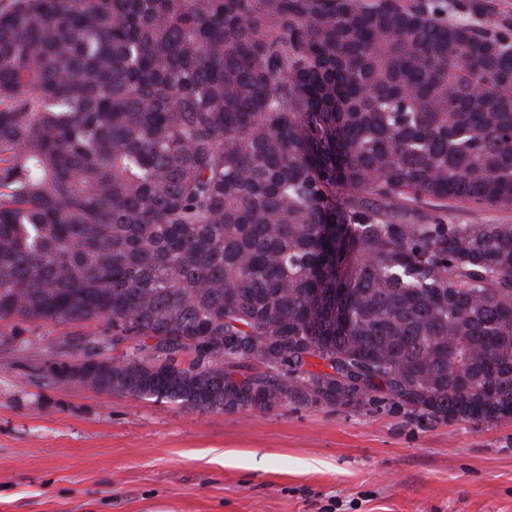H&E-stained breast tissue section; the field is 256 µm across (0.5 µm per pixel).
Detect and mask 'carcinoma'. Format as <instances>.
<instances>
[{
	"label": "carcinoma",
	"mask_w": 512,
	"mask_h": 512,
	"mask_svg": "<svg viewBox=\"0 0 512 512\" xmlns=\"http://www.w3.org/2000/svg\"><path fill=\"white\" fill-rule=\"evenodd\" d=\"M450 205L512 209L489 0L0 8V321L106 320L86 387L512 419V224ZM448 219L455 224H512V210L456 207L448 209Z\"/></svg>",
	"instance_id": "cac0c4a2"
}]
</instances>
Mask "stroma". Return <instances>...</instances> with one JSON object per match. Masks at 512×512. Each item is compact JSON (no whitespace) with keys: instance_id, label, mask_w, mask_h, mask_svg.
<instances>
[{"instance_id":"obj_1","label":"stroma","mask_w":512,"mask_h":512,"mask_svg":"<svg viewBox=\"0 0 512 512\" xmlns=\"http://www.w3.org/2000/svg\"><path fill=\"white\" fill-rule=\"evenodd\" d=\"M108 331L0 321V512H512V420L390 401L206 413L45 373Z\"/></svg>"}]
</instances>
